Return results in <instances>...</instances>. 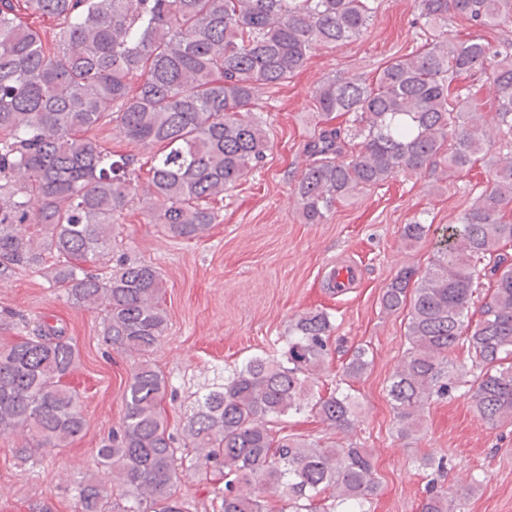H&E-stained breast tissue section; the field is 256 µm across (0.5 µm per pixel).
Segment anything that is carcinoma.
<instances>
[{"label": "carcinoma", "instance_id": "obj_1", "mask_svg": "<svg viewBox=\"0 0 512 512\" xmlns=\"http://www.w3.org/2000/svg\"><path fill=\"white\" fill-rule=\"evenodd\" d=\"M380 0H0V282L37 269L74 305L103 308L104 338L139 357L122 395L120 431L97 450L104 478L80 489L82 512H189L182 473L219 476V512H366L377 489L372 452L277 435L286 417L308 412L330 429L354 424L348 381L368 369L370 350L344 351L343 379L314 391L330 354L333 324L310 311L288 328L286 350L255 355L224 386L197 401L181 447L163 406L166 381L146 355L164 339L163 280L152 265L122 261L107 274L115 219L134 199L173 239L202 238L216 204L260 167L270 150L255 110L257 93L305 67L321 44L360 36ZM430 33L415 52L387 61L375 80L331 78L314 91L317 134L297 196L307 224H322L336 202L400 174L444 162L470 171L485 145H512V42L480 35L448 40V16L483 28L512 25V0H418ZM55 23L47 48L27 18ZM484 75L493 121L460 78ZM348 117L353 137L331 125ZM111 126L149 150L147 180L135 155L114 154L90 135ZM512 155L489 171L476 202L448 227L424 272L406 267L385 288L388 313L408 309V348L388 394L398 433L421 429L428 404L469 386L480 419L512 422ZM427 232L407 224L412 246ZM478 318L469 315L482 281ZM467 349L471 380L448 352ZM77 353L61 327L45 321L0 342V436L21 433V459L67 448L86 427L66 383ZM447 490L428 487L420 512H457Z\"/></svg>", "mask_w": 512, "mask_h": 512}]
</instances>
